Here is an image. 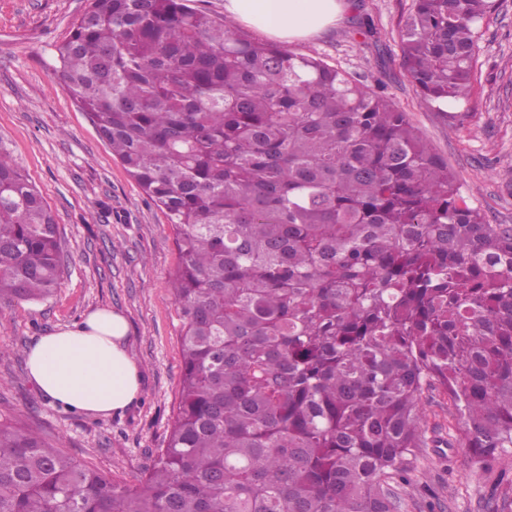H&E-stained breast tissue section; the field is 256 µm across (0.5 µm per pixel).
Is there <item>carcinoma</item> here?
I'll return each mask as SVG.
<instances>
[{"label":"carcinoma","instance_id":"cac0c4a2","mask_svg":"<svg viewBox=\"0 0 512 512\" xmlns=\"http://www.w3.org/2000/svg\"><path fill=\"white\" fill-rule=\"evenodd\" d=\"M89 0L61 85L180 257V400L133 488L0 419V512H397L438 387L480 462L512 448V225L393 106L187 5ZM490 0H413L404 76L468 98ZM57 224L0 145V302L59 285Z\"/></svg>","mask_w":512,"mask_h":512}]
</instances>
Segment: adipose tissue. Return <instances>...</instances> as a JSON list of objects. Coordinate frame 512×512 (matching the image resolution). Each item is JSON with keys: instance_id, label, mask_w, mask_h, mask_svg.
Masks as SVG:
<instances>
[{"instance_id": "obj_1", "label": "adipose tissue", "mask_w": 512, "mask_h": 512, "mask_svg": "<svg viewBox=\"0 0 512 512\" xmlns=\"http://www.w3.org/2000/svg\"><path fill=\"white\" fill-rule=\"evenodd\" d=\"M346 0H224L225 13L284 42L306 41L340 23ZM128 324L108 309L41 336L28 350L30 379L51 402L80 413L123 412L141 395L140 369L126 346Z\"/></svg>"}]
</instances>
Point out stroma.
Listing matches in <instances>:
<instances>
[{
  "label": "stroma",
  "instance_id": "35a3bbf8",
  "mask_svg": "<svg viewBox=\"0 0 512 512\" xmlns=\"http://www.w3.org/2000/svg\"><path fill=\"white\" fill-rule=\"evenodd\" d=\"M374 37L342 21L290 51L322 59L363 83L385 84L461 193L492 224L512 225V0H493L480 28L473 90L451 123L403 77L399 23L412 0H357ZM87 0H0V141L39 188L58 225L62 276L48 298L0 305V416L35 430L63 454L136 486L165 447L180 398L182 321L171 291L175 232L86 115L62 89L53 50ZM107 308L129 325L128 349L142 373L139 401L97 417L46 400L26 357L39 336ZM428 445L412 459L400 512H486L512 501V448L489 464L459 448L462 423L446 396L426 390Z\"/></svg>",
  "mask_w": 512,
  "mask_h": 512
}]
</instances>
